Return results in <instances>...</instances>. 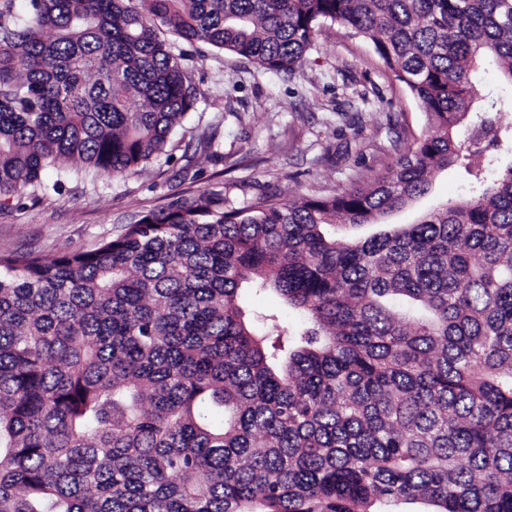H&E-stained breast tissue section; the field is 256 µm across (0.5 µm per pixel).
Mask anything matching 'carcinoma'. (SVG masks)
<instances>
[{
	"mask_svg": "<svg viewBox=\"0 0 512 512\" xmlns=\"http://www.w3.org/2000/svg\"><path fill=\"white\" fill-rule=\"evenodd\" d=\"M26 2L0 0V209L164 154L196 102L164 27L285 74L351 29L430 129L336 196L204 190L90 251L0 252V512H512V165L484 179L512 125L472 83L512 82V0ZM448 166L476 196L336 236ZM245 288L306 323L247 318Z\"/></svg>",
	"mask_w": 512,
	"mask_h": 512,
	"instance_id": "cac0c4a2",
	"label": "carcinoma"
}]
</instances>
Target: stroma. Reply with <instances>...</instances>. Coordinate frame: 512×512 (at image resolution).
<instances>
[{"mask_svg": "<svg viewBox=\"0 0 512 512\" xmlns=\"http://www.w3.org/2000/svg\"><path fill=\"white\" fill-rule=\"evenodd\" d=\"M197 89L194 108L171 135L167 160L112 181L48 169L60 192L0 211V251L53 255L91 250L169 197L223 185L231 204L260 197H328L385 174L415 138L429 130L420 104L373 46L350 30L324 25L307 62L285 75L202 43L175 40ZM472 80L512 123V84L491 64ZM463 172L434 171L427 194L389 213L388 224H412L434 207L469 198Z\"/></svg>", "mask_w": 512, "mask_h": 512, "instance_id": "1", "label": "stroma"}]
</instances>
